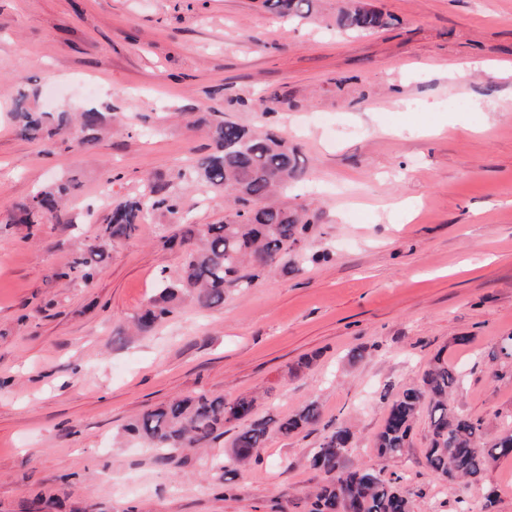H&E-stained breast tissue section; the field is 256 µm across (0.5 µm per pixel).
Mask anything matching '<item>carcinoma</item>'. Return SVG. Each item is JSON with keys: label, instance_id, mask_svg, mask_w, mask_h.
Instances as JSON below:
<instances>
[{"label": "carcinoma", "instance_id": "1", "mask_svg": "<svg viewBox=\"0 0 512 512\" xmlns=\"http://www.w3.org/2000/svg\"><path fill=\"white\" fill-rule=\"evenodd\" d=\"M319 0H264V6L281 18L314 20ZM392 16L366 0H337L334 25L347 34H364L391 26ZM38 90H23L14 101L13 118L24 138L51 141L77 124L82 136L75 147L88 148L99 141L108 115L91 107L81 112H35L29 106ZM203 127L213 143L212 151L192 165L198 187L224 194L228 207L220 224H190L167 234L159 225L166 244L179 243L183 249L180 273L170 278L160 272V291L132 317V328L147 332L157 323L175 315L185 301L198 309H210L224 302L233 289L245 291L266 273L282 269L300 270L288 263V254H301L311 224L302 211L274 198L280 189L304 175L299 151L269 131H260L224 119L216 114L190 122ZM70 184L61 182L37 190L17 207L14 221L38 225L54 217L63 221L62 204ZM179 212L178 195L157 197L148 185L139 194L119 203L108 219L104 239L83 243L75 252L70 269L91 276L89 257L103 256L106 241L130 238L139 224L156 210ZM464 383L462 371L437 360L426 369L418 384L404 388L388 408L375 447L383 455L400 456L409 447L413 424L422 411L430 418L429 445L425 465L448 485L459 481L479 483L489 467L512 457V431L504 433L489 447H481L483 421L458 410L454 394ZM255 399L233 400L200 394L172 400L148 410L126 426V430L161 451L160 459L173 460L180 448H206L223 434L224 425L238 422L232 442V463L246 466L256 459L271 432L289 435L313 431L321 422V409L311 401L290 416L274 420L254 417ZM353 432L343 425L324 437L310 458V466L324 474L326 483L314 494L309 512H411V501L398 486L380 478L369 467H352L344 462Z\"/></svg>", "mask_w": 512, "mask_h": 512}]
</instances>
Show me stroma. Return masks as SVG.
Wrapping results in <instances>:
<instances>
[{
	"label": "stroma",
	"mask_w": 512,
	"mask_h": 512,
	"mask_svg": "<svg viewBox=\"0 0 512 512\" xmlns=\"http://www.w3.org/2000/svg\"><path fill=\"white\" fill-rule=\"evenodd\" d=\"M369 2L398 24L336 33V0L300 25L262 0H0V512H308L324 482L309 459L339 423L349 463L397 481L413 512H483L488 488L512 512V459L481 488L429 472L427 415L403 455L374 446L389 404L438 358L462 368L455 404L483 419L484 444L512 429V74L497 69L512 63V0ZM468 62L480 70L460 73ZM32 88L35 110L93 106L111 129L82 151L21 137L12 104ZM211 112L297 146L311 259L128 335L160 273L181 267L159 225L224 220L223 197L177 179L211 145L185 115ZM61 181L67 223H12L16 203ZM146 182L181 190V214L157 210L108 245L92 280L69 272ZM198 393L257 397L274 419L314 400L322 423L270 435L229 472L237 424L170 462L124 433Z\"/></svg>",
	"instance_id": "obj_1"
}]
</instances>
